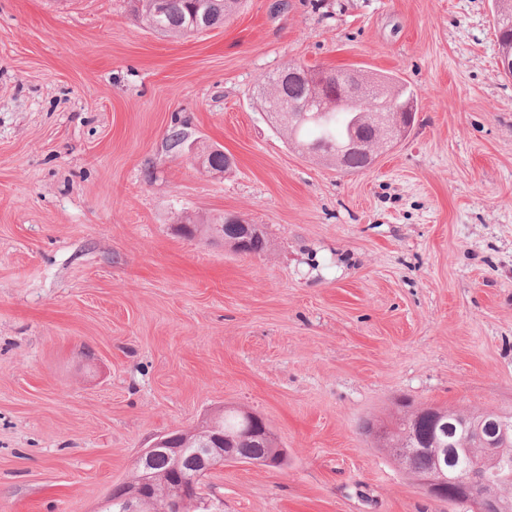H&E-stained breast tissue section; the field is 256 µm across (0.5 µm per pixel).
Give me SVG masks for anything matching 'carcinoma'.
Instances as JSON below:
<instances>
[{
  "label": "carcinoma",
  "mask_w": 512,
  "mask_h": 512,
  "mask_svg": "<svg viewBox=\"0 0 512 512\" xmlns=\"http://www.w3.org/2000/svg\"><path fill=\"white\" fill-rule=\"evenodd\" d=\"M133 12L156 33L185 38L224 23L239 10V0H132ZM497 41L512 45V9L493 13ZM345 71L315 70L312 82L288 76L283 68L269 76L261 96L265 111L274 115L288 144L303 150L324 141L337 148L347 144L355 133L367 141L375 136L377 125L391 119L386 95L373 94L351 106L343 93ZM393 436L419 445L432 435V425L425 416L403 415L390 421ZM509 458L501 477L498 501L512 500V446L502 449ZM158 475L154 508L165 506L163 484L169 479V464L159 458L153 466Z\"/></svg>",
  "instance_id": "1"
}]
</instances>
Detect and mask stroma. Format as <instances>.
Listing matches in <instances>:
<instances>
[{"label":"stroma","mask_w":512,"mask_h":512,"mask_svg":"<svg viewBox=\"0 0 512 512\" xmlns=\"http://www.w3.org/2000/svg\"><path fill=\"white\" fill-rule=\"evenodd\" d=\"M497 48L491 0H246L188 39L128 0H0V512H101L159 435L228 406L288 458L207 474L224 512H469L363 424L512 412ZM290 64L394 74L414 120L370 170L313 160L260 105ZM227 215L267 250L174 229ZM224 224H230V227L234 229L233 236L236 237L237 243L240 245V249H244V246L246 245L249 236L259 234L256 237H253L250 240V243L248 247L246 248V251L250 254H260L264 251L266 248V238L263 234V232L259 231L257 226L249 227L246 225L242 220L237 218L236 216H227ZM240 239V240H239ZM230 244V246L238 253H240V249L234 245L232 242H227Z\"/></svg>","instance_id":"stroma-1"}]
</instances>
